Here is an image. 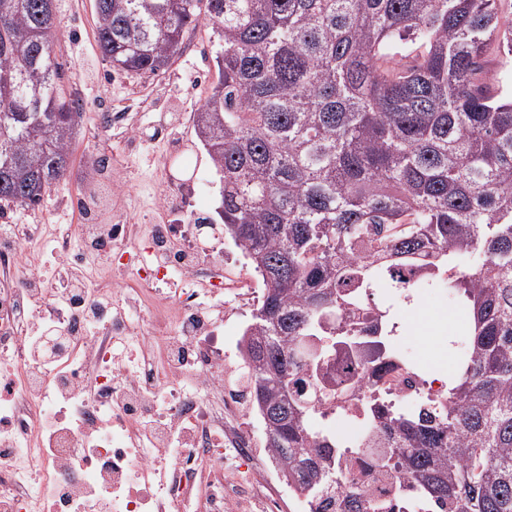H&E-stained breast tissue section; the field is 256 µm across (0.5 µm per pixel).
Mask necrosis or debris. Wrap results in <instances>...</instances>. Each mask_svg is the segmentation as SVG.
Returning a JSON list of instances; mask_svg holds the SVG:
<instances>
[{
	"mask_svg": "<svg viewBox=\"0 0 512 512\" xmlns=\"http://www.w3.org/2000/svg\"><path fill=\"white\" fill-rule=\"evenodd\" d=\"M180 198L171 190L162 201L169 222L144 235L139 225L107 221L97 185H87L84 222L55 250V279L22 265L31 226L0 238V512H83L82 501L84 512H188L206 482L209 512H232L238 495L258 512H284L288 497L240 423L249 401L222 384L233 367L210 304L224 299L223 234L214 225L196 236L181 220ZM116 260L138 288H89V272ZM175 277L183 287L163 288ZM158 342L168 353L161 368L152 359ZM362 365L335 361L354 388L342 409L323 406L317 425L347 424L337 468L391 512L415 495L364 445ZM380 385L403 405L427 394L408 363ZM206 462L222 476L205 479Z\"/></svg>",
	"mask_w": 512,
	"mask_h": 512,
	"instance_id": "1",
	"label": "necrosis or debris"
}]
</instances>
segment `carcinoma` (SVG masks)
I'll return each instance as SVG.
<instances>
[{"instance_id":"1","label":"carcinoma","mask_w":512,"mask_h":512,"mask_svg":"<svg viewBox=\"0 0 512 512\" xmlns=\"http://www.w3.org/2000/svg\"><path fill=\"white\" fill-rule=\"evenodd\" d=\"M501 0H95L96 42L125 74H157L199 21L222 41L193 113L222 184L224 236L262 280L242 379L288 486L320 512H377L346 492L336 439L312 421L319 373L389 347L404 272L446 286L463 327L459 383L409 408L373 391L368 448L427 512H512V59ZM57 0H0V203L35 208L65 179L82 119L53 46Z\"/></svg>"}]
</instances>
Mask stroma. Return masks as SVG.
<instances>
[{"label": "stroma", "mask_w": 512, "mask_h": 512, "mask_svg": "<svg viewBox=\"0 0 512 512\" xmlns=\"http://www.w3.org/2000/svg\"><path fill=\"white\" fill-rule=\"evenodd\" d=\"M59 4L62 36L55 53L63 64L68 86L84 103L71 167L65 182L52 188L40 208L0 209V225H37L38 241L29 247L28 254L41 267H49L54 259L44 244L53 239L59 225L80 223L74 200L83 193L91 170L101 159L109 161L118 179L117 185H104L103 191L125 192L133 223L146 228L165 222L159 198L184 162L203 182L201 192L189 187L184 190L187 218L217 221L220 184L205 150L196 149L185 160L175 154L177 142L194 140L192 115L216 79L218 39L212 25L203 20L186 32L180 51L165 72L129 76L114 71L98 53L94 0H59ZM117 108L133 113L145 128L144 138L120 140L104 132L103 115ZM452 306L447 289L415 286L411 299L399 307L401 323L390 339L391 347L412 352L420 364H428L413 321L419 315L445 312Z\"/></svg>", "instance_id": "35a3bbf8"}]
</instances>
